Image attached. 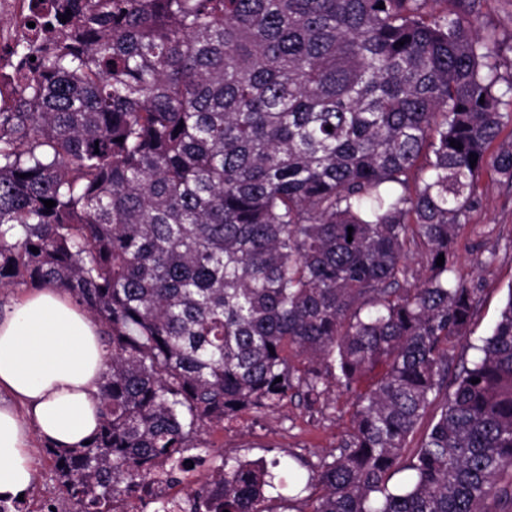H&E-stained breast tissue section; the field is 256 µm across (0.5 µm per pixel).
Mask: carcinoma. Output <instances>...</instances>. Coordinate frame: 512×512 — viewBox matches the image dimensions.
Returning a JSON list of instances; mask_svg holds the SVG:
<instances>
[{
    "label": "carcinoma",
    "mask_w": 512,
    "mask_h": 512,
    "mask_svg": "<svg viewBox=\"0 0 512 512\" xmlns=\"http://www.w3.org/2000/svg\"><path fill=\"white\" fill-rule=\"evenodd\" d=\"M453 3L33 0L0 107V286L54 284L102 327L99 426L45 446L73 512L333 384L352 430L295 512H512V288L448 378L474 303L458 232L483 172L512 183L496 41ZM272 480L224 462L188 512H266Z\"/></svg>",
    "instance_id": "1"
}]
</instances>
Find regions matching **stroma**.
Here are the masks:
<instances>
[{
    "instance_id": "1",
    "label": "stroma",
    "mask_w": 512,
    "mask_h": 512,
    "mask_svg": "<svg viewBox=\"0 0 512 512\" xmlns=\"http://www.w3.org/2000/svg\"><path fill=\"white\" fill-rule=\"evenodd\" d=\"M480 21L498 39L501 80L496 91L504 100H511L512 90L505 79L512 76V0H481ZM476 193L481 203L459 231L454 270L455 277L474 290L468 337L454 352L459 364L474 360L479 338L489 334L512 291V184L488 171L480 179ZM488 257L492 258V265L480 270L481 261ZM353 402V392L337 387L328 398L310 408L292 398L274 410L239 412L224 429L210 432L209 447L196 450L189 471L191 487L205 482L208 472L227 457L274 461L278 464L277 489L265 506L268 512H287L285 496L296 494L305 485L310 468L317 466L349 431ZM31 454L37 470L31 495L51 494L62 512H70L72 504L58 491L52 461L39 438H32Z\"/></svg>"
}]
</instances>
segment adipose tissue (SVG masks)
Wrapping results in <instances>:
<instances>
[{"mask_svg":"<svg viewBox=\"0 0 512 512\" xmlns=\"http://www.w3.org/2000/svg\"><path fill=\"white\" fill-rule=\"evenodd\" d=\"M101 327L62 289L47 285L0 315V496L16 497L35 479L30 432L60 449L85 442L99 417L106 370Z\"/></svg>","mask_w":512,"mask_h":512,"instance_id":"obj_1","label":"adipose tissue"}]
</instances>
